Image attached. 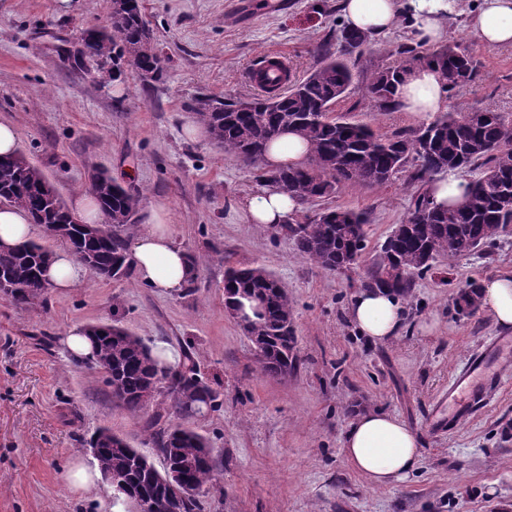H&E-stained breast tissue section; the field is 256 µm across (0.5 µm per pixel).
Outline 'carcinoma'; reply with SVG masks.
Masks as SVG:
<instances>
[{"instance_id":"obj_1","label":"carcinoma","mask_w":512,"mask_h":512,"mask_svg":"<svg viewBox=\"0 0 512 512\" xmlns=\"http://www.w3.org/2000/svg\"><path fill=\"white\" fill-rule=\"evenodd\" d=\"M88 53L102 61L131 65L141 81L161 80L162 60L143 20L139 0H111L106 24L80 30ZM341 50L324 54L321 63L304 79L274 95H259L239 107L240 101L209 94L192 100L191 111L224 152L249 160L258 178L277 185L305 205L329 197L344 183L381 186L392 176L415 166L411 178L424 184L455 171L481 169L469 180L465 202L444 209L423 191L402 223L381 245L366 272L363 286L387 290L406 298L415 278L430 271L440 257H462L489 246L512 224V118L487 108L476 119L471 112L441 113L410 132L385 136L345 114L336 105L353 81L348 60L371 48L372 37L343 26L336 30ZM399 59L376 70L368 94L382 111L395 107V94L406 73L421 63L438 65L453 94L479 79V69L467 50L445 46L417 52L397 50ZM306 138L310 159L296 167L268 170L263 153L285 131ZM43 171L18 153L0 156V204L22 208L32 223L45 228L63 226L66 233L51 238L75 240L78 253L91 263L94 274L112 272L118 280L128 276L132 263L128 239L137 227L139 200L104 172L90 183L104 221L76 222L59 195L50 193ZM366 215L353 210L327 208L305 217L302 224L267 228L272 235L294 241L298 254L318 268L335 272L349 268L365 249ZM52 252L33 241L0 246V281L13 287L9 301L17 306L38 303L47 288L38 281ZM480 285L472 280L456 297L459 310L475 313ZM238 294L251 296L263 309L261 319L244 329L257 347V361L269 375L286 377L297 370L291 301L286 286L262 265L230 267L224 274V306L235 305ZM94 344L88 358L91 368L104 375L112 398L132 416L147 413L145 388L154 383L168 401L149 420V437L163 459V470L148 463L144 454L109 427L97 428L82 446L97 449L94 457L103 476L123 479L137 495L157 500L162 512H201L200 496L215 480L216 464L208 439L190 420L202 407L215 409L220 391L197 372L194 362L162 366L150 346L117 323L89 325L84 329ZM182 476L181 494L169 492L168 473Z\"/></svg>"}]
</instances>
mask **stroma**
I'll return each instance as SVG.
<instances>
[{
    "label": "stroma",
    "instance_id": "1",
    "mask_svg": "<svg viewBox=\"0 0 512 512\" xmlns=\"http://www.w3.org/2000/svg\"><path fill=\"white\" fill-rule=\"evenodd\" d=\"M478 0L448 21L447 44L471 51L476 83L447 109L512 114V48H489L469 27ZM165 64L161 81L73 68L65 56L77 30L105 23L110 0H0V119L19 133L18 150L38 166L65 204L107 172L138 196L139 218L163 205L176 240L197 260L194 288L165 295L140 283L87 275L75 288H49L42 304L0 298V512H126L112 487L75 490L73 467L93 468L81 440L107 426L152 453L145 417L128 414L103 377L68 355L64 339L85 326L119 321L174 360L191 353L221 392L197 427L215 452L217 476L201 512H512V362L487 400L448 427V383L471 352L500 335L485 310L459 313L469 280L512 273V226L471 255L439 259L404 300L406 328L388 344L368 341L349 318L366 268L406 217L423 183L399 174L368 188L341 185L304 205L292 222L332 208L369 215L366 248L350 268L320 270L292 239L244 223L236 200L260 184L252 168L186 126L201 93L245 99L246 78L271 50L287 53L296 78L336 40L338 0H139ZM406 19L352 57L354 79L339 109L393 135L420 125L371 101V74L415 45ZM263 265L288 288L298 368L282 379L261 371L242 327L224 311L227 266ZM439 328L422 335V323ZM380 408L420 434L421 463L403 485L374 487L347 462L344 433L354 415Z\"/></svg>",
    "mask_w": 512,
    "mask_h": 512
}]
</instances>
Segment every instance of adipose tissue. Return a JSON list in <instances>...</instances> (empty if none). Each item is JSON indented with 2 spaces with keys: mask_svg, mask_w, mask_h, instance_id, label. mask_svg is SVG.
I'll return each mask as SVG.
<instances>
[{
  "mask_svg": "<svg viewBox=\"0 0 512 512\" xmlns=\"http://www.w3.org/2000/svg\"><path fill=\"white\" fill-rule=\"evenodd\" d=\"M457 6L458 0H340L348 27L378 37L404 16L417 39L428 44L445 35L444 23ZM470 27L481 44L512 46V0H481ZM445 84L439 67H413L397 92L399 111L421 120L443 111L447 107ZM237 209L245 223L273 227L286 223L297 203L267 184L239 199ZM133 257L139 280L164 294L180 292L196 275L160 206L150 210L145 231L134 241ZM480 294L494 323L512 329V274L484 282ZM351 317L360 333L375 342L395 339L405 329L402 301L390 292L361 290L352 300ZM343 452L352 467L375 487L406 483L422 458L418 432L380 409H368L353 418L344 434Z\"/></svg>",
  "mask_w": 512,
  "mask_h": 512,
  "instance_id": "ef3b65f1",
  "label": "adipose tissue"
}]
</instances>
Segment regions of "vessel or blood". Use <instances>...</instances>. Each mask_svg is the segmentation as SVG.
Returning <instances> with one entry per match:
<instances>
[{"label": "vessel or blood", "mask_w": 512, "mask_h": 512, "mask_svg": "<svg viewBox=\"0 0 512 512\" xmlns=\"http://www.w3.org/2000/svg\"><path fill=\"white\" fill-rule=\"evenodd\" d=\"M292 71L286 52L275 50L266 54L260 72L251 73V82L271 87L288 81ZM512 359V336H495L478 353L473 354L464 370L448 389V423L456 425L484 401L488 386L496 382L500 363Z\"/></svg>", "instance_id": "1"}]
</instances>
